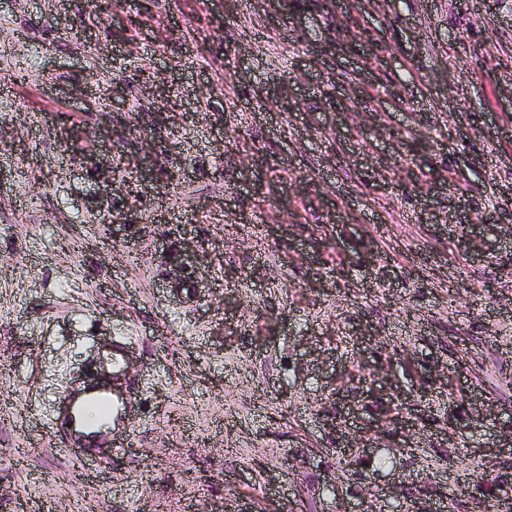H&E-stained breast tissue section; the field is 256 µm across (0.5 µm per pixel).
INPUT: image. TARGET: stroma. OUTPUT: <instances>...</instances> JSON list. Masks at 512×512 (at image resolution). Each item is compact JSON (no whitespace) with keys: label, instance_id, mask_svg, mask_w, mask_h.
I'll use <instances>...</instances> for the list:
<instances>
[{"label":"stroma","instance_id":"35a3bbf8","mask_svg":"<svg viewBox=\"0 0 512 512\" xmlns=\"http://www.w3.org/2000/svg\"><path fill=\"white\" fill-rule=\"evenodd\" d=\"M20 69L0 512H512V0H0ZM83 396L77 400V396ZM64 413L60 416L61 426L54 427L55 433H61L58 439L57 450L68 459H75L79 462L92 461L94 458L102 457V448L97 442H92L84 436L83 428L93 418L94 410L101 411V415L125 413V404L114 396L107 385L101 384L94 379L87 386L77 392H73L64 398Z\"/></svg>","mask_w":512,"mask_h":512}]
</instances>
